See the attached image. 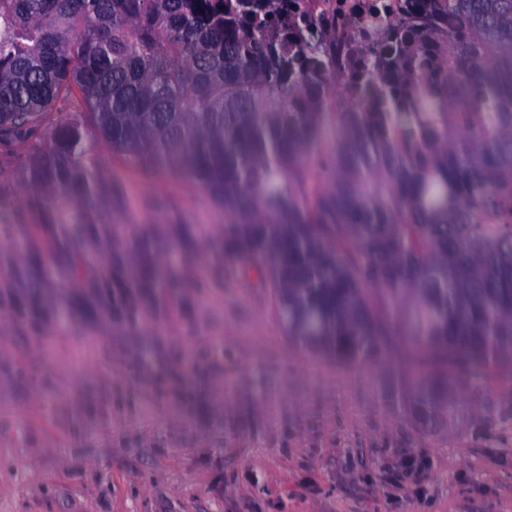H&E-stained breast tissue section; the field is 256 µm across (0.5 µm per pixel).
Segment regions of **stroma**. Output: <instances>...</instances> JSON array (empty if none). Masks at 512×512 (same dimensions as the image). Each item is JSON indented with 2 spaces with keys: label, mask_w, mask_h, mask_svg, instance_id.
Listing matches in <instances>:
<instances>
[{
  "label": "stroma",
  "mask_w": 512,
  "mask_h": 512,
  "mask_svg": "<svg viewBox=\"0 0 512 512\" xmlns=\"http://www.w3.org/2000/svg\"><path fill=\"white\" fill-rule=\"evenodd\" d=\"M112 176L86 269L155 231L192 289L138 323L94 285L47 280L54 227L29 205L34 152L0 146V512H512V373L478 382L454 425L427 429L386 358L341 365L291 341L273 298L224 256V214L184 176L92 142ZM425 460L420 482L403 478Z\"/></svg>",
  "instance_id": "1"
}]
</instances>
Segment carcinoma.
Instances as JSON below:
<instances>
[{
  "label": "carcinoma",
  "instance_id": "obj_1",
  "mask_svg": "<svg viewBox=\"0 0 512 512\" xmlns=\"http://www.w3.org/2000/svg\"><path fill=\"white\" fill-rule=\"evenodd\" d=\"M461 23L391 80L378 106L331 108L324 32L279 27L288 0H0V143L48 129L30 207L94 222L112 151L182 172L224 212L225 258L254 271L288 337L344 365L404 360L398 388L426 427L451 421L477 372L512 371V0H443ZM369 51L392 60L415 34ZM466 48L444 81V43ZM80 225L46 274L77 280ZM113 244L107 300L165 281L127 274Z\"/></svg>",
  "mask_w": 512,
  "mask_h": 512
}]
</instances>
